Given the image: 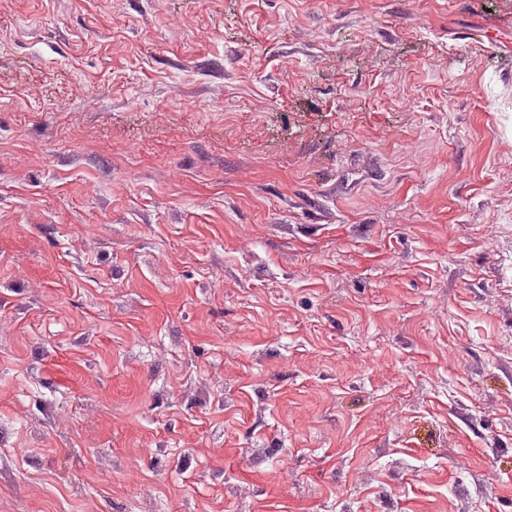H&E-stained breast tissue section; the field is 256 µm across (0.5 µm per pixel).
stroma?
Wrapping results in <instances>:
<instances>
[{"instance_id":"obj_1","label":"stroma","mask_w":512,"mask_h":512,"mask_svg":"<svg viewBox=\"0 0 512 512\" xmlns=\"http://www.w3.org/2000/svg\"><path fill=\"white\" fill-rule=\"evenodd\" d=\"M0 512H512V0H0Z\"/></svg>"}]
</instances>
